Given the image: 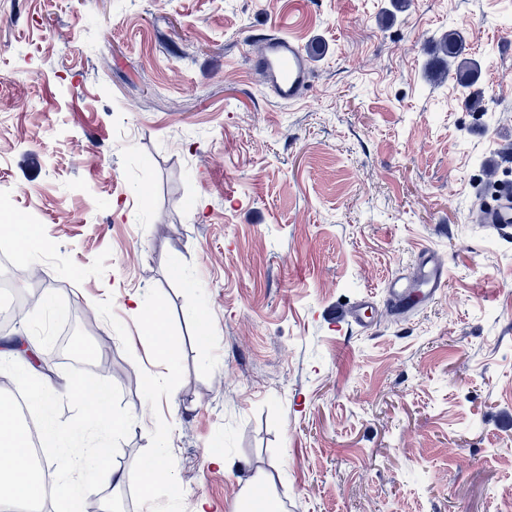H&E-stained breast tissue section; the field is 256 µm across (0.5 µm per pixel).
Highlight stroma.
I'll use <instances>...</instances> for the list:
<instances>
[{
	"label": "stroma",
	"mask_w": 512,
	"mask_h": 512,
	"mask_svg": "<svg viewBox=\"0 0 512 512\" xmlns=\"http://www.w3.org/2000/svg\"><path fill=\"white\" fill-rule=\"evenodd\" d=\"M260 33L310 50L302 101L250 70ZM510 146L512 0H5L0 201L46 246L0 350L62 396L72 313L111 338L120 512H236L259 474L279 512H512V238L479 208ZM425 246L448 286L396 318ZM370 291L371 328L330 320ZM147 459L173 477L148 497ZM439 49L444 55L442 63L448 73L451 66H454L457 83L461 87H471L477 81L478 66L474 60L463 56L465 46L461 35L454 30H448L439 42ZM133 311L142 313L144 333L153 343L155 352L166 356L169 349V336L162 311L159 308L144 311L139 299H132Z\"/></svg>",
	"instance_id": "obj_1"
}]
</instances>
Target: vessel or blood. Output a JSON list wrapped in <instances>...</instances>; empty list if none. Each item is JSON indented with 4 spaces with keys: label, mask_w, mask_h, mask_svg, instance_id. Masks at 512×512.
I'll list each match as a JSON object with an SVG mask.
<instances>
[{
    "label": "vessel or blood",
    "mask_w": 512,
    "mask_h": 512,
    "mask_svg": "<svg viewBox=\"0 0 512 512\" xmlns=\"http://www.w3.org/2000/svg\"><path fill=\"white\" fill-rule=\"evenodd\" d=\"M253 72L261 75L274 95L285 102L303 99L311 69L307 53L285 37H272L250 58ZM499 235H512V185L503 186L496 204L486 215ZM448 283V266L434 250L422 249L415 258L413 276H389L384 296L396 314L409 316L439 297Z\"/></svg>",
    "instance_id": "b4317fda"
}]
</instances>
